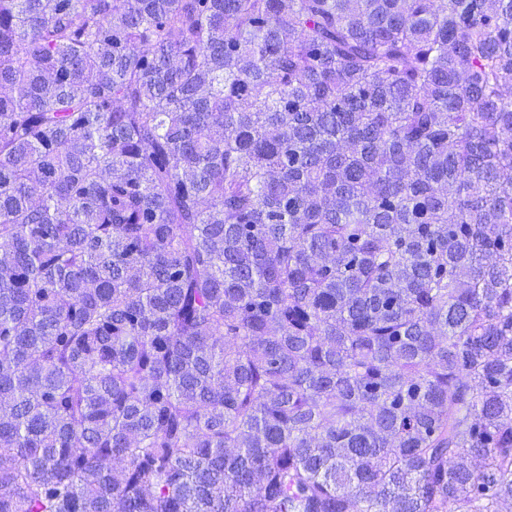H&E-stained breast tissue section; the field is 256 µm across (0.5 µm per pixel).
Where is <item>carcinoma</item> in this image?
<instances>
[{"mask_svg":"<svg viewBox=\"0 0 512 512\" xmlns=\"http://www.w3.org/2000/svg\"><path fill=\"white\" fill-rule=\"evenodd\" d=\"M0 512H512V0H0Z\"/></svg>","mask_w":512,"mask_h":512,"instance_id":"obj_1","label":"carcinoma"}]
</instances>
